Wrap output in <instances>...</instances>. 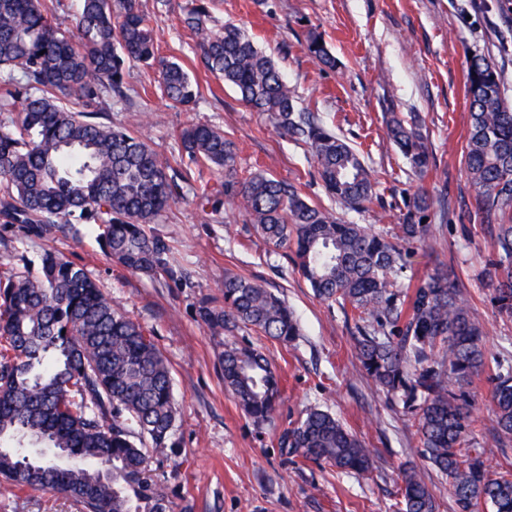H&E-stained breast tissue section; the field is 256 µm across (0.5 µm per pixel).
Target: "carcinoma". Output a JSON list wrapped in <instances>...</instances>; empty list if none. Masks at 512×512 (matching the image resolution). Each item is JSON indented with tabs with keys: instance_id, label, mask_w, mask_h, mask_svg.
I'll list each match as a JSON object with an SVG mask.
<instances>
[{
	"instance_id": "obj_1",
	"label": "carcinoma",
	"mask_w": 512,
	"mask_h": 512,
	"mask_svg": "<svg viewBox=\"0 0 512 512\" xmlns=\"http://www.w3.org/2000/svg\"><path fill=\"white\" fill-rule=\"evenodd\" d=\"M209 0L187 8L201 63L250 109L309 145L327 196L354 210L377 180L360 153L327 128L316 106L299 108L271 57L234 24H212ZM61 0H0V222L29 238L79 233L94 224L105 254L133 273L186 279L175 247L148 225L180 195L192 171L224 178L195 194L201 209L240 204L258 234L292 248L294 266L327 304L351 312L359 370L399 399L417 426L428 468L448 480L456 512H512V472L491 469V449L471 448L475 422L466 386L485 364V332L468 297L447 275L408 272L407 252L426 245L422 220L434 198L419 188L404 200L401 223L376 231L312 203L296 184L265 170L238 171V148L218 126L179 133L176 166L132 130L98 121L105 97H127L129 66L158 70L159 87L188 106L199 85L182 65L158 55L150 17L139 0H80L73 29L57 22ZM309 55L332 67L322 37L307 36ZM470 123L462 151L474 210L494 228L480 276L493 306L512 318V105L493 62L475 55L465 72ZM85 110L74 112L71 100ZM385 134L411 172L424 179L434 159L415 118L393 114ZM221 297L205 300L201 322L214 336L243 326L286 345L300 335L294 311L262 284L227 275ZM0 483L47 488L81 512H170L166 488L150 474V455L176 453L171 369L144 328L112 303L88 271L52 250L38 271L27 265L0 276ZM224 387L259 422L271 417L281 376L251 346L224 343ZM492 442H512V360H497ZM285 453L360 477L374 460L365 443L330 412L310 408L279 439ZM397 512H439L416 468L403 471Z\"/></svg>"
}]
</instances>
